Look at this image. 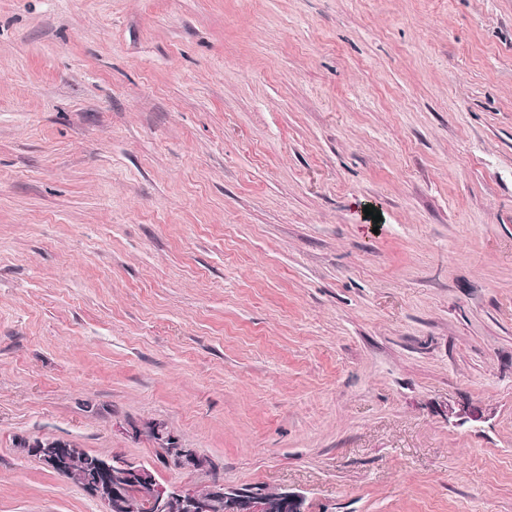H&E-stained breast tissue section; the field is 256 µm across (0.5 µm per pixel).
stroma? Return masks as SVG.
Returning a JSON list of instances; mask_svg holds the SVG:
<instances>
[{
  "label": "stroma",
  "mask_w": 512,
  "mask_h": 512,
  "mask_svg": "<svg viewBox=\"0 0 512 512\" xmlns=\"http://www.w3.org/2000/svg\"><path fill=\"white\" fill-rule=\"evenodd\" d=\"M46 436L512 512V0H0V512H104ZM148 432L155 440L159 441V445L162 450L166 451L169 449L171 452L174 450L177 451V455L174 457L176 462H178L177 464L180 465L188 463L194 467H202L204 465L205 462L202 459L186 448H168L173 446L174 442L167 444V442L172 441L173 439L163 423L156 422L152 424V426L149 427Z\"/></svg>",
  "instance_id": "35a3bbf8"
}]
</instances>
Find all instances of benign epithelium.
<instances>
[{
	"label": "benign epithelium",
	"mask_w": 512,
	"mask_h": 512,
	"mask_svg": "<svg viewBox=\"0 0 512 512\" xmlns=\"http://www.w3.org/2000/svg\"><path fill=\"white\" fill-rule=\"evenodd\" d=\"M29 455L44 467L79 483L104 505V512H308L305 498L282 486L269 498L264 491L245 492L215 481L202 491L168 487L154 471L119 456L87 455L74 468L72 442L45 437L26 443Z\"/></svg>",
	"instance_id": "1"
}]
</instances>
